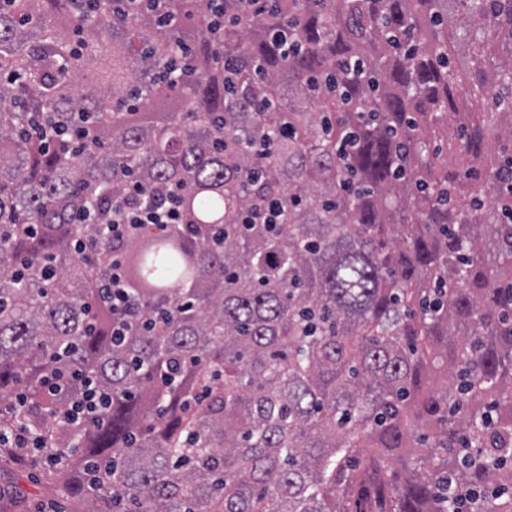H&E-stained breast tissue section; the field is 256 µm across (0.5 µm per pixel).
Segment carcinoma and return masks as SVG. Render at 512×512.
Wrapping results in <instances>:
<instances>
[{
	"label": "carcinoma",
	"instance_id": "1",
	"mask_svg": "<svg viewBox=\"0 0 512 512\" xmlns=\"http://www.w3.org/2000/svg\"><path fill=\"white\" fill-rule=\"evenodd\" d=\"M221 8L0 0V401L88 512H512V0ZM178 206L174 201L168 200L167 205L153 211L133 210L123 208L116 213L112 211V224L102 227V233L108 237L124 238L139 228V224H176ZM97 259L110 268V279L104 288L110 289L112 308L117 312L127 313L133 307V301L124 283L125 275L121 255L113 251L112 254L102 257V253H100L97 255Z\"/></svg>",
	"mask_w": 512,
	"mask_h": 512
}]
</instances>
